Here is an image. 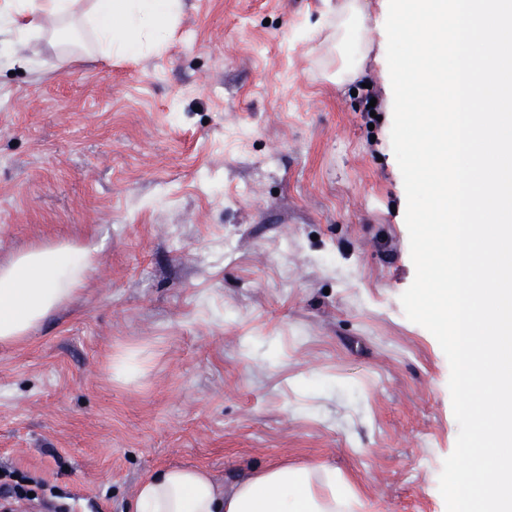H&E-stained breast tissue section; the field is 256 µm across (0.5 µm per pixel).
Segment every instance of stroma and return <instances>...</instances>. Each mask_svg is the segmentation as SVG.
<instances>
[{"instance_id": "1", "label": "stroma", "mask_w": 512, "mask_h": 512, "mask_svg": "<svg viewBox=\"0 0 512 512\" xmlns=\"http://www.w3.org/2000/svg\"><path fill=\"white\" fill-rule=\"evenodd\" d=\"M329 33L323 0H184L134 62L0 37V257L104 243L88 288L0 350L19 512H128L164 466L230 483L282 461L335 471L362 512H446L459 427L400 301L389 71L331 82Z\"/></svg>"}]
</instances>
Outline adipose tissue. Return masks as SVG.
Listing matches in <instances>:
<instances>
[{
	"instance_id": "1",
	"label": "adipose tissue",
	"mask_w": 512,
	"mask_h": 512,
	"mask_svg": "<svg viewBox=\"0 0 512 512\" xmlns=\"http://www.w3.org/2000/svg\"><path fill=\"white\" fill-rule=\"evenodd\" d=\"M183 0H0V28L20 39L57 37L85 30L105 55L138 57L163 50ZM363 0H343L332 21V45H353L355 64L339 65L336 82L363 73L367 45ZM101 243L59 240L35 243L0 261V346L28 343L42 325L83 292L97 267ZM357 498L321 464L281 463L253 471L231 485L205 469L169 466L139 483L132 512H349Z\"/></svg>"
}]
</instances>
